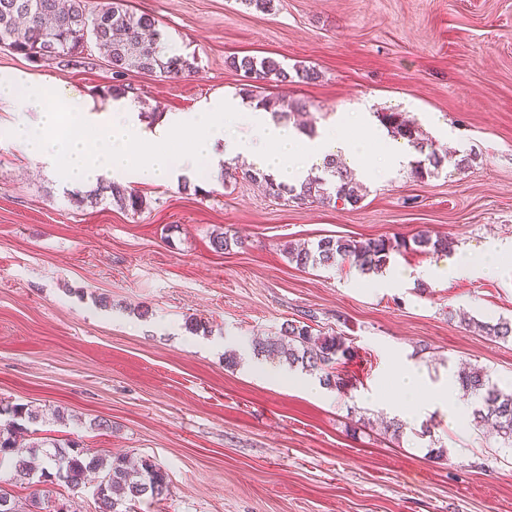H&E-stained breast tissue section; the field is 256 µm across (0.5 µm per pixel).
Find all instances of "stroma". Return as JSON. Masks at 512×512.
Segmentation results:
<instances>
[{"label":"stroma","mask_w":512,"mask_h":512,"mask_svg":"<svg viewBox=\"0 0 512 512\" xmlns=\"http://www.w3.org/2000/svg\"><path fill=\"white\" fill-rule=\"evenodd\" d=\"M130 4L197 66L180 79L130 71L141 111L244 97L252 80L226 58L269 56L317 71L310 83L260 88L304 102L315 131L368 101L478 160L423 181L404 167L356 174L364 197L354 207L299 206L210 169L192 186L137 184L147 206L134 213L108 196L83 202L85 188L0 141V403L42 409L38 437L159 465L169 492L136 512H512V449L452 426L426 400L423 419L403 417L385 379L398 358L433 381L468 362L512 386V341L464 325L512 321V0ZM4 71L112 100L100 59L35 64L0 47ZM422 230L477 260L499 254V273L390 282L347 262L302 269L285 254L291 243ZM219 234L229 241L220 252ZM310 313L355 349L340 367L346 392L312 396L249 365L253 339ZM57 407L65 420L51 419ZM397 420L396 435L385 424Z\"/></svg>","instance_id":"35a3bbf8"}]
</instances>
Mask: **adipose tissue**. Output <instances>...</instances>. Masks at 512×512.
I'll return each mask as SVG.
<instances>
[{"label":"adipose tissue","mask_w":512,"mask_h":512,"mask_svg":"<svg viewBox=\"0 0 512 512\" xmlns=\"http://www.w3.org/2000/svg\"><path fill=\"white\" fill-rule=\"evenodd\" d=\"M136 112L134 102L124 96L105 108L91 102L78 105L46 81L0 73V137L73 182L107 178L124 185L144 180L172 185L192 176L201 164L215 169L244 158L297 185L330 157L352 168L364 165L358 144L339 129L307 139L269 112L223 97L192 112L169 114L160 125L141 123ZM386 376L405 417L419 416L417 395L423 390L432 403L456 416L452 378L430 381L405 361L392 362Z\"/></svg>","instance_id":"ef3b65f1"}]
</instances>
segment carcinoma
Masks as SVG:
<instances>
[{"label": "carcinoma", "mask_w": 512, "mask_h": 512, "mask_svg": "<svg viewBox=\"0 0 512 512\" xmlns=\"http://www.w3.org/2000/svg\"><path fill=\"white\" fill-rule=\"evenodd\" d=\"M165 41L155 18L133 11L128 0H105L96 9L89 7L88 0H0V45L34 63L54 61L63 67L88 60L95 52L110 67L112 92L117 94L125 92L122 78L131 70L181 78L195 69L188 58L166 50ZM229 65L258 80L274 76L286 82L294 76L308 82L318 78L317 72L306 67L294 68L292 76L272 57L234 56ZM257 106L277 121L289 115V105L276 97L263 96ZM377 118L391 137L413 147L415 158L409 162V174L414 179L434 177L448 169L461 172L475 163L472 154L440 152L434 143L421 139L417 127L400 112H379ZM262 178L271 194H286L302 205L341 203L354 207L363 198L360 185L336 158L325 161L323 174L297 187L279 182L270 174L264 173ZM105 192L121 207L134 212L146 205L143 195L116 185L102 187L88 194L87 199L93 202ZM413 246L427 253L450 251L447 238L421 232L410 242L399 237L364 241L322 238L310 248L290 245L286 254L300 267H332L347 260L369 274L381 271L391 252ZM475 328L503 341L512 339L509 321H477ZM254 350L261 356L284 360L290 367L316 372L324 385L338 392L346 387L336 368L340 361L351 357L350 346L342 336L316 334L312 326L291 321L282 327L280 335L256 340ZM457 382L462 397L474 399L469 424L476 430L492 427L502 443L512 447V390L491 383L485 371L475 366L460 373ZM0 414L9 417L7 425L0 427V466L8 469L9 481L14 485L50 482L75 489L85 486L89 474L96 473V512H133L132 507L143 498L158 499L169 491L167 473L142 457L119 456L107 463L68 443H54V452H44V442L37 438L28 446L27 455H20L15 452L14 433L37 423L40 414L23 404L3 406Z\"/></svg>", "instance_id": "1"}]
</instances>
